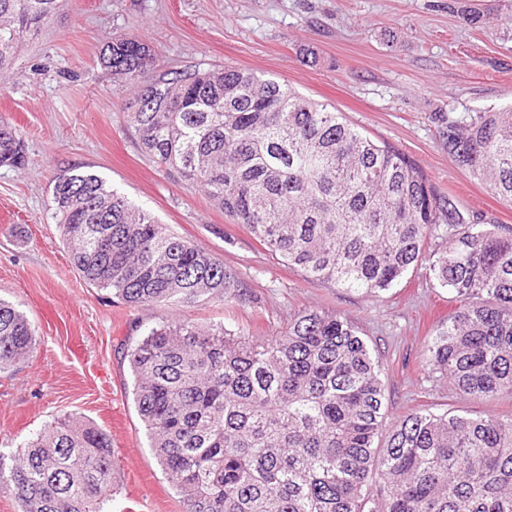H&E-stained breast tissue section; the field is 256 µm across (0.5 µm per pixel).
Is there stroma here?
<instances>
[{
  "label": "stroma",
  "instance_id": "35a3bbf8",
  "mask_svg": "<svg viewBox=\"0 0 512 512\" xmlns=\"http://www.w3.org/2000/svg\"><path fill=\"white\" fill-rule=\"evenodd\" d=\"M468 0H66L0 75V120L23 136L27 162L0 167V298L34 322L33 355L0 372V453L68 416L112 435L115 487L104 512H186L137 414L126 353L181 319L276 334L303 309L340 314L382 362L389 418L430 407L512 414V398L464 402L425 367L423 347L454 305L446 289L408 273L372 299L308 282L205 193L145 157L129 123L130 88L100 62L112 37L143 40L159 73L213 65L286 83L342 112L363 135L412 159L463 209L512 225L493 195L448 153L449 118L512 103V0H482L485 24L459 21ZM77 167L102 177L171 233L209 252L246 295L173 308L131 306L73 269L51 207V177Z\"/></svg>",
  "mask_w": 512,
  "mask_h": 512
}]
</instances>
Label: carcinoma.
I'll return each instance as SVG.
<instances>
[{
    "mask_svg": "<svg viewBox=\"0 0 512 512\" xmlns=\"http://www.w3.org/2000/svg\"><path fill=\"white\" fill-rule=\"evenodd\" d=\"M64 0H0V72ZM132 87L143 154L202 188L312 283L380 297L425 268L455 308L425 363L464 401L512 397V226L488 224L409 157L286 84L226 66L154 78L143 41L101 58ZM448 152L512 201V105L448 119ZM25 144L0 120V167ZM74 269L129 305L181 307L240 295L224 264L95 173L52 177ZM36 326L0 300V371L30 355ZM133 401L188 512H512V415L385 413L383 368L335 312L301 310L272 336L173 320L127 350ZM112 438L65 418L5 463L18 512H102L115 483Z\"/></svg>",
    "mask_w": 512,
    "mask_h": 512,
    "instance_id": "cac0c4a2",
    "label": "carcinoma"
}]
</instances>
